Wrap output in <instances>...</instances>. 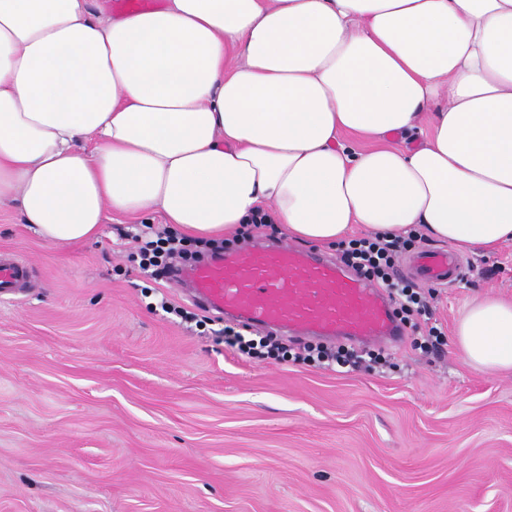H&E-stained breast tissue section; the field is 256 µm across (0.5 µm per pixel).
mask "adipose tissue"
Here are the masks:
<instances>
[{
  "instance_id": "1",
  "label": "adipose tissue",
  "mask_w": 512,
  "mask_h": 512,
  "mask_svg": "<svg viewBox=\"0 0 512 512\" xmlns=\"http://www.w3.org/2000/svg\"><path fill=\"white\" fill-rule=\"evenodd\" d=\"M437 112H430L431 104ZM56 247L108 215L221 240L512 243V0H0V203ZM453 344L512 373V299Z\"/></svg>"
}]
</instances>
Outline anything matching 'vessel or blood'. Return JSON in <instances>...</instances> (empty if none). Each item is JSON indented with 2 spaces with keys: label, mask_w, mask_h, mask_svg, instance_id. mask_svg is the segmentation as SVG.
Masks as SVG:
<instances>
[{
  "label": "vessel or blood",
  "mask_w": 512,
  "mask_h": 512,
  "mask_svg": "<svg viewBox=\"0 0 512 512\" xmlns=\"http://www.w3.org/2000/svg\"><path fill=\"white\" fill-rule=\"evenodd\" d=\"M423 275L453 281L460 264L446 250L420 257ZM27 278L20 262H0V288L16 291ZM180 280L190 281L199 301L233 312L246 324L263 329L351 341L381 342L402 335L385 297L357 276L312 253L286 246L242 248L185 267Z\"/></svg>",
  "instance_id": "obj_1"
}]
</instances>
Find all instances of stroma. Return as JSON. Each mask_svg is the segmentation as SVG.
Here are the masks:
<instances>
[{
    "label": "stroma",
    "mask_w": 512,
    "mask_h": 512,
    "mask_svg": "<svg viewBox=\"0 0 512 512\" xmlns=\"http://www.w3.org/2000/svg\"><path fill=\"white\" fill-rule=\"evenodd\" d=\"M163 224L113 215L61 249L0 205V260L29 272L0 294V512H512V374L452 343L473 296L512 297L511 243L421 279L441 344L368 370L225 344L243 323L141 272L131 237Z\"/></svg>",
    "instance_id": "stroma-1"
}]
</instances>
